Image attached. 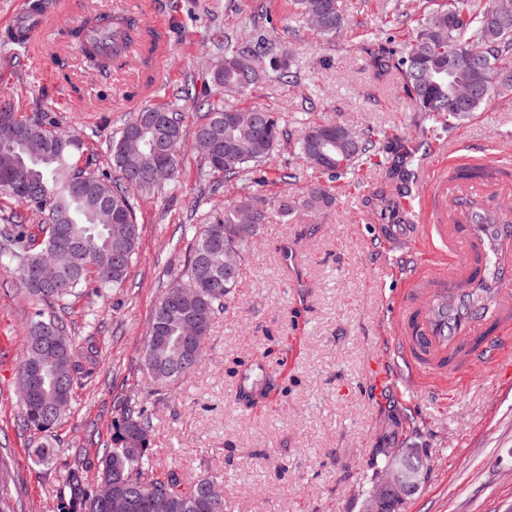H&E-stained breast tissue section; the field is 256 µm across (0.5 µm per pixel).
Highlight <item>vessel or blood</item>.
<instances>
[{
    "mask_svg": "<svg viewBox=\"0 0 512 512\" xmlns=\"http://www.w3.org/2000/svg\"><path fill=\"white\" fill-rule=\"evenodd\" d=\"M33 47L49 27L21 0L14 22ZM431 192L420 206L426 223L413 242L391 225L380 228L387 251L399 255L403 281L391 303L388 341L408 361L413 389L438 381L464 383L485 363L512 364V159L449 156L429 175ZM451 265L448 277L428 276L430 265Z\"/></svg>",
    "mask_w": 512,
    "mask_h": 512,
    "instance_id": "b4317fda",
    "label": "vessel or blood"
}]
</instances>
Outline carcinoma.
<instances>
[{"instance_id":"obj_1","label":"carcinoma","mask_w":512,"mask_h":512,"mask_svg":"<svg viewBox=\"0 0 512 512\" xmlns=\"http://www.w3.org/2000/svg\"><path fill=\"white\" fill-rule=\"evenodd\" d=\"M299 15H313L317 30L326 35L342 31L344 21L337 0H296ZM84 48L81 60L95 75H107L127 62L125 48L134 37L145 38L133 18H114L105 12L90 14L81 29L67 31ZM270 57L281 79L289 78L288 63L275 56V43L258 41L226 55L238 66H226L212 74L213 82L226 92L246 93L262 77L256 62ZM477 59L448 74V58ZM405 85L424 119L453 127L480 111L494 98H512V18L504 20L483 0H446L415 20L405 48L397 58ZM470 85L477 93L461 107L452 97L457 86ZM18 104H9L10 119L0 120V196L11 205L0 210V233L16 246L18 272L26 293L51 305L76 293L90 280L102 286L120 287L137 254L139 228L131 202L134 192H153L162 186L154 179L157 162L153 143L167 142V163L178 170L184 148L182 114L165 107H144L109 142L113 167L119 177L97 175L81 166L83 142L75 130L64 129L50 112L25 119ZM279 116L252 106L240 110L212 109L194 132L191 147L204 160L215 181L209 193L217 195L226 183L258 170L281 141ZM397 139L386 129L373 136L345 141L335 122L305 127L296 140L298 153L333 180L373 163L380 142ZM40 142L45 151L32 155L27 143ZM26 175L35 194L22 197L13 183ZM333 197L322 185H313L301 197L288 194L274 210L287 218L304 209L319 214ZM254 211L255 223L239 224L240 214ZM271 204L259 194H248L224 203L206 223L194 228L183 269L162 293L151 315L141 355L143 371L161 386L173 384L192 373L202 361L200 348L185 329L195 324L201 336L209 335L214 319L234 297L240 279L242 253L252 247L260 228L269 223ZM38 224L42 241L23 228ZM56 259L64 267L59 280L48 285L39 278L43 265ZM30 336L18 371L36 365L42 384L34 396L20 395L24 426L42 435L34 463L51 455L52 437L62 423L77 385L92 381L99 363V347L92 336L78 340L67 325L51 312H39L29 326ZM152 428L147 396L132 393L119 401L112 433L97 456L98 483H107L131 505L130 512H227V500L212 503L209 490L218 481L211 477L187 480L177 473H159L151 446L142 438ZM58 512H110L95 497L85 470L71 468L57 492Z\"/></svg>"}]
</instances>
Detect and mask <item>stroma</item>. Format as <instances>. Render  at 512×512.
Wrapping results in <instances>:
<instances>
[{
	"mask_svg": "<svg viewBox=\"0 0 512 512\" xmlns=\"http://www.w3.org/2000/svg\"><path fill=\"white\" fill-rule=\"evenodd\" d=\"M338 5L346 25L330 38L296 15L293 0H270L257 22L249 0H136V11L164 19L165 70L145 93L139 63L104 82L90 79L57 34L24 54L20 70L12 49L0 47V101L17 97L22 85L46 90L47 106L80 132L84 156L100 174L114 171L113 133L146 106L182 112L188 141L211 107L269 108L287 133L258 177L225 184L222 197L205 194L210 176L190 149L180 155L176 181L134 194L139 245L124 286L86 288L56 307L72 334L94 336L100 359L94 380L75 388L55 451L40 466L32 462L38 435L19 425L17 376L42 305L25 296L17 259L0 252V481L10 512H57L55 490L75 463H86L87 480L96 483L97 444L111 433L117 399L147 383L139 359L148 324L194 227L223 200L255 192L273 202L314 184L329 185L334 205L318 219L303 211L287 221L271 217L241 260L240 287L205 339L203 362L151 405L154 455L186 478L223 479L230 512H359L375 448L396 440L430 461L427 480L398 512H512V376L476 370L444 407L427 390L406 391L407 367L386 343L397 292L393 257L376 239L377 212L368 202L384 191L416 208L428 168L449 143L476 155L512 154V99L493 100L423 143V117L395 61L379 69L369 57L375 44L402 47L407 27L391 26L383 0ZM260 33L277 42L297 80L273 74L244 94L215 85L212 65ZM336 120L359 134L384 127L417 146L408 181L392 167L393 144L381 149L386 165L333 182L296 154L302 127ZM286 167L298 173L290 186L280 180ZM383 359L397 376L379 386L373 366Z\"/></svg>",
	"mask_w": 512,
	"mask_h": 512,
	"instance_id": "35a3bbf8",
	"label": "stroma"
}]
</instances>
